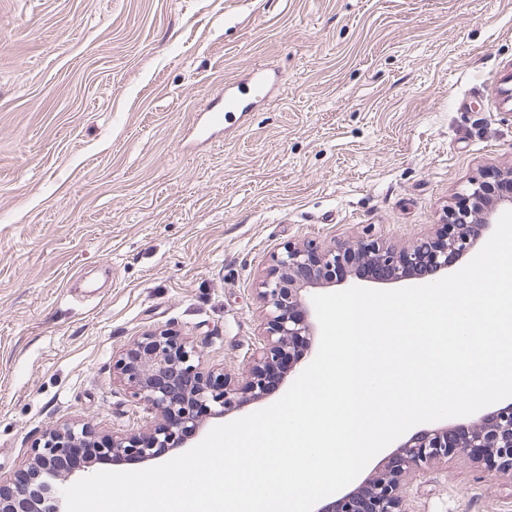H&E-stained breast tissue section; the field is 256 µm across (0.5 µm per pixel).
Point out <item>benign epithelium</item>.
<instances>
[{
    "instance_id": "7a95c632",
    "label": "benign epithelium",
    "mask_w": 512,
    "mask_h": 512,
    "mask_svg": "<svg viewBox=\"0 0 512 512\" xmlns=\"http://www.w3.org/2000/svg\"><path fill=\"white\" fill-rule=\"evenodd\" d=\"M508 188L476 180L466 206L443 215L442 231L420 235L397 249L371 232L354 242L335 241L322 247L309 242L288 243L272 257L261 281L265 331L252 361L243 366L241 380L205 367L201 353L169 329L151 331L135 340L115 362V369L132 394L150 413L161 417L145 435L109 438L99 444L103 453L125 454L137 460L158 458L166 448H180L203 427L202 411L223 415L264 398L271 373H291L315 336V317L303 291L334 285L345 279L340 271L351 258L367 260L383 281L414 278L424 266L436 275L448 269V255L474 250L490 232L498 214L512 210V171L498 173ZM90 438L71 427L44 436L42 450L30 466V479L0 484V512H65L62 489L87 464H69L70 448ZM460 448H482L491 466L512 470V404L477 417L462 440L448 435V426L416 433L390 454L397 460L386 472L356 489L339 494L319 512H401L406 479L419 475L432 461L453 456Z\"/></svg>"
}]
</instances>
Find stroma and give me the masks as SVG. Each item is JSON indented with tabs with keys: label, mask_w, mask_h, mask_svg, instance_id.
I'll use <instances>...</instances> for the list:
<instances>
[{
	"label": "stroma",
	"mask_w": 512,
	"mask_h": 512,
	"mask_svg": "<svg viewBox=\"0 0 512 512\" xmlns=\"http://www.w3.org/2000/svg\"><path fill=\"white\" fill-rule=\"evenodd\" d=\"M277 89L195 141L226 81ZM512 0H0V478L43 435L145 434L113 369L161 327L239 373L287 243L434 233L512 170ZM404 512H512L467 453Z\"/></svg>",
	"instance_id": "stroma-1"
}]
</instances>
